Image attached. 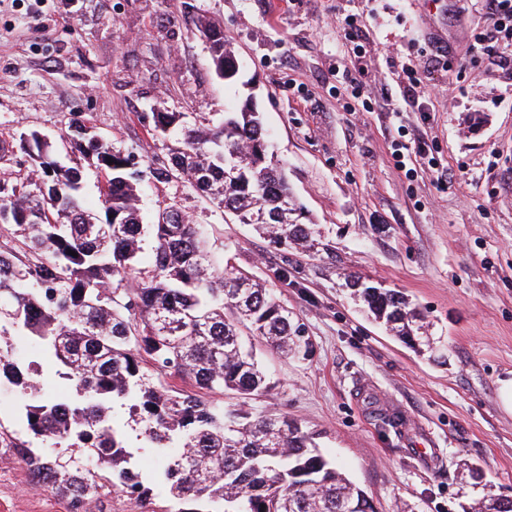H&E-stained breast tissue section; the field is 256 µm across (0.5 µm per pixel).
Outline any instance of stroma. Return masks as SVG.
I'll return each mask as SVG.
<instances>
[{"instance_id": "obj_1", "label": "stroma", "mask_w": 512, "mask_h": 512, "mask_svg": "<svg viewBox=\"0 0 512 512\" xmlns=\"http://www.w3.org/2000/svg\"><path fill=\"white\" fill-rule=\"evenodd\" d=\"M349 14L367 37L362 59L344 37ZM203 16L224 29L235 82L214 71L196 29ZM488 24L478 0H0V143L14 148L0 178L27 173L21 131L57 143L79 117L144 172L143 223L177 204L303 325L308 358L255 346L270 386L249 411L300 422L376 512L512 498V411L498 394L512 377V59L475 47ZM437 45L454 61L424 74L421 113L403 103L395 64ZM341 72L361 78L375 111H346ZM247 101L316 253L274 249L187 181L148 175L166 155L155 113L216 119ZM398 103L402 112H390ZM350 274L407 297L436 355L374 321L346 287ZM23 402L0 384V431L51 454L24 431ZM126 438L153 483L150 505L117 491L106 512H167L153 452L135 431ZM0 512H67V503L33 484L17 449L0 447Z\"/></svg>"}]
</instances>
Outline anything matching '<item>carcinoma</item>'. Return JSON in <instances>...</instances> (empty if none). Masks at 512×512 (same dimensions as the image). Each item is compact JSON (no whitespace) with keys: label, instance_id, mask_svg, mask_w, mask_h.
Wrapping results in <instances>:
<instances>
[{"label":"carcinoma","instance_id":"obj_1","mask_svg":"<svg viewBox=\"0 0 512 512\" xmlns=\"http://www.w3.org/2000/svg\"><path fill=\"white\" fill-rule=\"evenodd\" d=\"M198 31L215 71L233 78L238 67L224 32L206 18ZM154 122L161 134L174 135L155 178L187 180L277 249L318 245L301 222L284 168L268 156L253 107L246 103L217 123L190 124L181 112H158ZM69 127L75 136L65 144L104 178V216L81 203L80 166L61 165L58 147L37 130L19 136L32 177L20 184L0 179V232L17 244L0 248V335L31 340L34 356L54 358L69 392L45 393L36 362L20 363L10 345L0 346V381L26 400L27 431L58 448L49 458L9 442L33 482L66 498L70 512H90L109 488L150 499L111 415L118 403L143 447L160 457L172 512H376L297 420L203 399L214 390L243 400L262 394L268 374L243 337L305 358L303 326L271 289L216 257L180 207L167 206L158 221L142 224L134 158L78 118ZM148 237L151 265L139 268ZM349 285L396 336L432 348L430 337L415 335L417 314L398 292L358 277ZM174 377L197 391L171 386Z\"/></svg>","mask_w":512,"mask_h":512}]
</instances>
